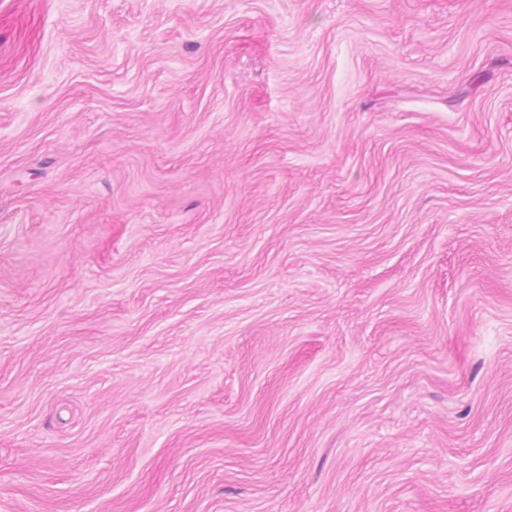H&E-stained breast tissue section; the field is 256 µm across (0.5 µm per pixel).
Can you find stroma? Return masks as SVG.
Returning a JSON list of instances; mask_svg holds the SVG:
<instances>
[{"mask_svg": "<svg viewBox=\"0 0 512 512\" xmlns=\"http://www.w3.org/2000/svg\"><path fill=\"white\" fill-rule=\"evenodd\" d=\"M0 512H512V0H0Z\"/></svg>", "mask_w": 512, "mask_h": 512, "instance_id": "obj_1", "label": "stroma"}]
</instances>
